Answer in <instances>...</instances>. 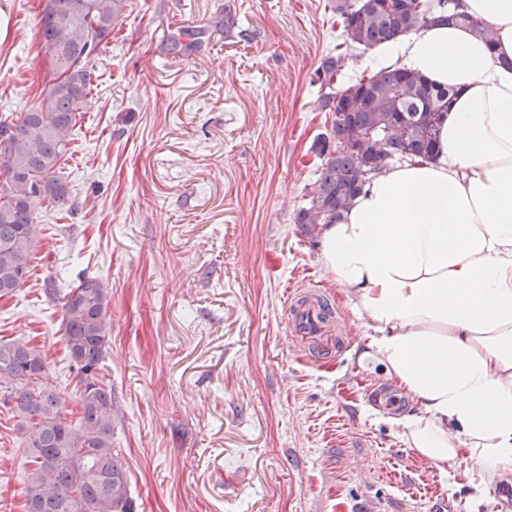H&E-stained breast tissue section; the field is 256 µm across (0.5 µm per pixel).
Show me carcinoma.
I'll return each mask as SVG.
<instances>
[{"instance_id": "1", "label": "carcinoma", "mask_w": 512, "mask_h": 512, "mask_svg": "<svg viewBox=\"0 0 512 512\" xmlns=\"http://www.w3.org/2000/svg\"><path fill=\"white\" fill-rule=\"evenodd\" d=\"M127 0H42L37 26L49 80L38 104L0 118V298L24 287L38 224L35 202L64 206L71 199L60 161L93 83L92 60L112 39ZM348 46L379 48L432 23L465 25L489 46L494 30L460 11L459 0H336ZM172 54L191 51L201 32L170 33ZM344 63L325 60L318 81L331 88ZM456 92L407 67H385L351 79L319 98L334 113L330 135L315 150L321 171L297 223L334 224L370 179L388 165L429 161ZM61 308L63 338L75 372L80 409L68 418L69 398L49 384L47 358L22 337L0 340L1 402L10 407L30 469L26 512H135L129 472L112 446V384L102 374L112 333L108 284L81 273L66 288L45 285Z\"/></svg>"}]
</instances>
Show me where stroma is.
<instances>
[{"label":"stroma","mask_w":512,"mask_h":512,"mask_svg":"<svg viewBox=\"0 0 512 512\" xmlns=\"http://www.w3.org/2000/svg\"><path fill=\"white\" fill-rule=\"evenodd\" d=\"M336 0H128L96 63L61 164L70 212L37 203L24 288L0 299V338L75 382L44 282L86 272L112 288L104 373L112 444L136 512H512V474L485 495L406 447L394 386L361 361L364 323L296 221L317 176L321 63ZM40 0H0V116L47 85ZM229 17L230 29L212 27ZM204 30L168 53L164 31ZM316 289L352 344L327 359L290 336L287 295ZM24 451L0 404V512H25Z\"/></svg>","instance_id":"35a3bbf8"}]
</instances>
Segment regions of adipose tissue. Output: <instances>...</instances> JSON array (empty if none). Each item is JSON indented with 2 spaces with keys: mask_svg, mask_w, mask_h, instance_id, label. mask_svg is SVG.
Instances as JSON below:
<instances>
[{
  "mask_svg": "<svg viewBox=\"0 0 512 512\" xmlns=\"http://www.w3.org/2000/svg\"><path fill=\"white\" fill-rule=\"evenodd\" d=\"M482 38L427 25L387 49L457 89L438 156L382 170L322 233L320 260L351 289L362 359L414 402L408 448L440 470L464 466L484 493L512 472V0H462Z\"/></svg>",
  "mask_w": 512,
  "mask_h": 512,
  "instance_id": "1",
  "label": "adipose tissue"
}]
</instances>
